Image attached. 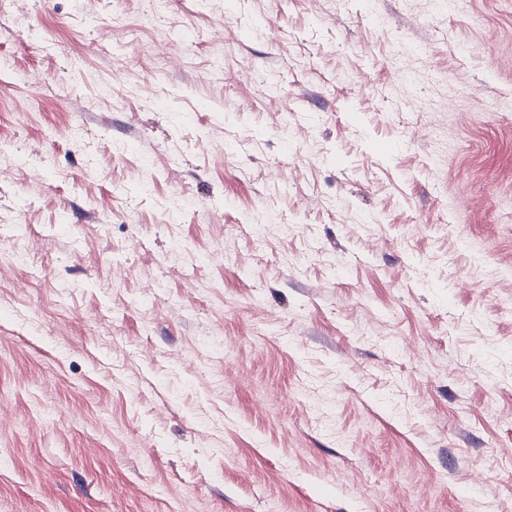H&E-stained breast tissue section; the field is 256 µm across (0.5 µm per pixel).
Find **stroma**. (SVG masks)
<instances>
[{"mask_svg":"<svg viewBox=\"0 0 512 512\" xmlns=\"http://www.w3.org/2000/svg\"><path fill=\"white\" fill-rule=\"evenodd\" d=\"M507 448L512 0H0V512H512Z\"/></svg>","mask_w":512,"mask_h":512,"instance_id":"stroma-1","label":"stroma"}]
</instances>
